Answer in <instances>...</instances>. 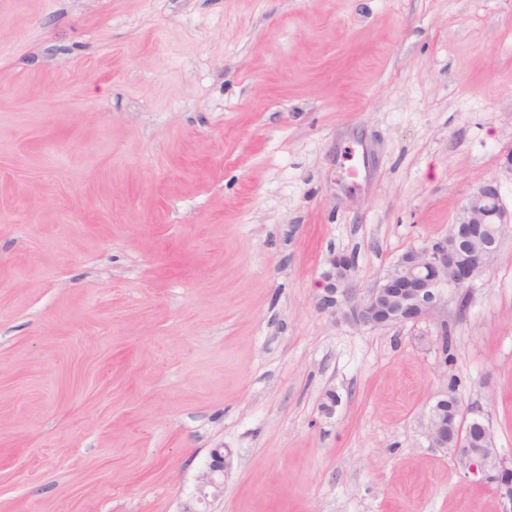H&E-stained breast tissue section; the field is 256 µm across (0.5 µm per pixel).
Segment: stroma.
I'll use <instances>...</instances> for the list:
<instances>
[{"label": "stroma", "mask_w": 512, "mask_h": 512, "mask_svg": "<svg viewBox=\"0 0 512 512\" xmlns=\"http://www.w3.org/2000/svg\"><path fill=\"white\" fill-rule=\"evenodd\" d=\"M511 152L512 0H0V512H501L426 433L512 457V226L448 342L316 300ZM210 457V463L197 477V491L203 500L210 494L208 489H213V496L223 492L224 476L228 475L234 467V455L229 448H214L211 450Z\"/></svg>", "instance_id": "obj_1"}]
</instances>
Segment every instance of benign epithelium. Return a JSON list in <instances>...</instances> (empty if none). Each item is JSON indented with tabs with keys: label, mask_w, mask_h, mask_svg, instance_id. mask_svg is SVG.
I'll return each mask as SVG.
<instances>
[{
	"label": "benign epithelium",
	"mask_w": 512,
	"mask_h": 512,
	"mask_svg": "<svg viewBox=\"0 0 512 512\" xmlns=\"http://www.w3.org/2000/svg\"><path fill=\"white\" fill-rule=\"evenodd\" d=\"M484 224L499 225L501 233L512 224V209L503 204L496 178L478 185L446 236L410 249L408 257L398 258L368 288L356 279L350 256L331 254L320 283L318 307L333 320H343L357 328L430 320L442 335L448 330V293L471 284L476 272L487 267L499 251L500 235L484 241L480 251L468 252L471 239ZM449 412L459 421L454 449L494 486L502 501V512H512V458L500 455L494 447L469 446L464 427L479 425L481 421L470 415L461 401H451L448 393L431 408L427 426L430 444L434 448L448 447ZM210 457L206 469L197 476V491L203 499L211 492L223 491L224 476L234 467V455L229 448H214Z\"/></svg>",
	"instance_id": "1"
}]
</instances>
